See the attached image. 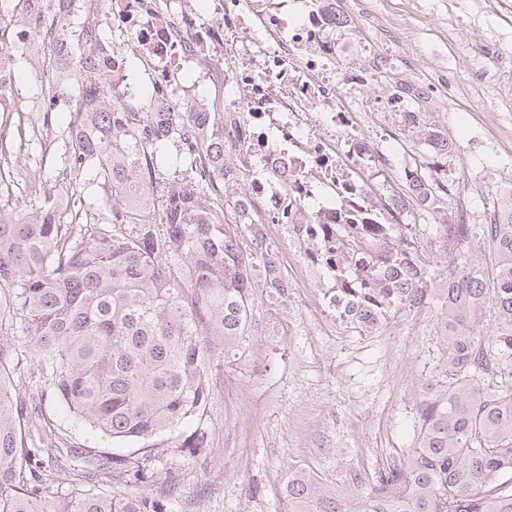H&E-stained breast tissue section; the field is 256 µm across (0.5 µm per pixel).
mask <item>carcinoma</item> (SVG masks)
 <instances>
[{
    "label": "carcinoma",
    "instance_id": "1",
    "mask_svg": "<svg viewBox=\"0 0 512 512\" xmlns=\"http://www.w3.org/2000/svg\"><path fill=\"white\" fill-rule=\"evenodd\" d=\"M50 2L0 0V44L12 28L30 33L11 45L0 110L15 102L29 46L53 47L32 111L45 123L65 115V168L93 169L109 194L95 215L79 198L61 213L52 187L34 176L25 196L40 203L41 219L0 212V512H167L164 498L140 488L159 464L212 447L209 410L225 363L259 334L256 297L280 305L288 279L262 232L273 218L225 180L224 104L194 97L172 110L104 76L97 59L119 47L97 22L99 0H73L67 12ZM421 140L448 151L430 124ZM171 142L185 177L159 181L154 163ZM423 166L404 171L405 192L392 193L401 199L396 223L344 224L327 241L321 225H307L318 233L310 259L333 284L331 297L356 302L354 323L371 313L381 326L440 304L441 354L419 402L412 460L378 471L354 499L291 470L284 512H512V379L484 387L512 368V213L501 224L442 220L458 255L431 297L428 261L401 217L437 213L454 192ZM477 236L497 256L490 281L466 260ZM17 337L37 367L35 385L65 417L126 448L112 453V470L97 465L106 449L64 451L55 421L33 423Z\"/></svg>",
    "mask_w": 512,
    "mask_h": 512
}]
</instances>
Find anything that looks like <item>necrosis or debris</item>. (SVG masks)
<instances>
[{"label": "necrosis or debris", "mask_w": 512, "mask_h": 512, "mask_svg": "<svg viewBox=\"0 0 512 512\" xmlns=\"http://www.w3.org/2000/svg\"><path fill=\"white\" fill-rule=\"evenodd\" d=\"M172 25L156 23L146 0H110L107 15L129 42L149 55L153 86L170 101L176 47L188 37L224 43L239 62L227 81L224 142L235 149L227 168L246 178L247 198L273 212H314L317 223L343 224L378 213L361 172L377 167L373 132L346 108L343 89H357L372 69L341 67L352 45L340 44L336 22L322 0H215L210 27L186 0H170ZM247 88L238 95L236 85Z\"/></svg>", "instance_id": "obj_1"}]
</instances>
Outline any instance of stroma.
Segmentation results:
<instances>
[{"label":"stroma","instance_id":"35a3bbf8","mask_svg":"<svg viewBox=\"0 0 512 512\" xmlns=\"http://www.w3.org/2000/svg\"><path fill=\"white\" fill-rule=\"evenodd\" d=\"M353 18L365 53L362 65L392 59L387 74L347 94L348 104L375 99L394 86L430 90L414 111L432 117L453 148L432 170L455 195L445 208L469 224H485L489 187L512 184V0H336ZM19 69L13 126L22 146L6 155L25 175L55 180L60 122L42 134L31 107L40 69ZM363 121L376 131L374 148L386 155L372 187L401 190L403 168L430 160L419 130H407L382 112ZM407 232L430 263L432 287H441L457 250L438 224L413 212ZM264 231L285 264L290 289L275 312L258 304L262 330L242 358L224 370L210 409L214 443L207 457L160 466L149 488L166 496L171 512H282L289 468L309 472L342 495L358 494L375 473L408 461L418 436L416 405L440 355L434 304L396 316L380 332L365 335L331 317L324 291L309 287L286 225Z\"/></svg>","mask_w":512,"mask_h":512}]
</instances>
